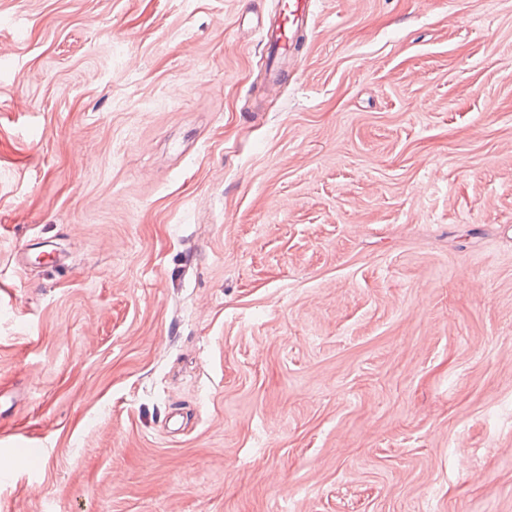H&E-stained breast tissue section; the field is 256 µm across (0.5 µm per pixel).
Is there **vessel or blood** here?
<instances>
[{"label": "vessel or blood", "mask_w": 512, "mask_h": 512, "mask_svg": "<svg viewBox=\"0 0 512 512\" xmlns=\"http://www.w3.org/2000/svg\"><path fill=\"white\" fill-rule=\"evenodd\" d=\"M314 0H280V8L261 22V35L270 56L274 80H283L286 69L296 66L298 38L307 37L314 17Z\"/></svg>", "instance_id": "b4317fda"}]
</instances>
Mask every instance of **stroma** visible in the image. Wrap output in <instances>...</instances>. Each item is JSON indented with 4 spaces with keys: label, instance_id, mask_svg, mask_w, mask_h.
Instances as JSON below:
<instances>
[{
    "label": "stroma",
    "instance_id": "35a3bbf8",
    "mask_svg": "<svg viewBox=\"0 0 512 512\" xmlns=\"http://www.w3.org/2000/svg\"><path fill=\"white\" fill-rule=\"evenodd\" d=\"M276 8L0 0V512H512V0ZM280 9L261 22V35L269 49L270 68L274 80L284 79L287 71L283 64L288 60V68L299 62L297 39L308 37L314 17V0H281Z\"/></svg>",
    "mask_w": 512,
    "mask_h": 512
}]
</instances>
